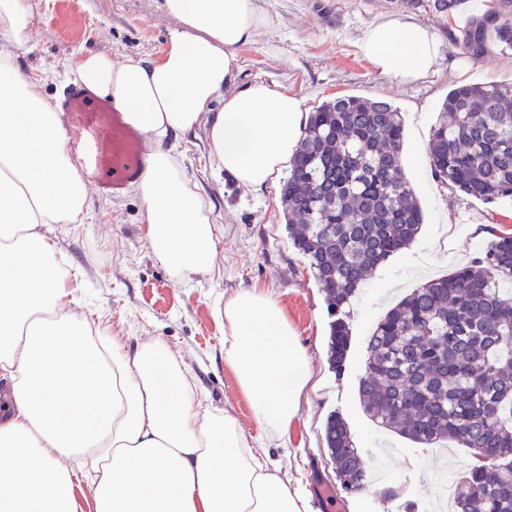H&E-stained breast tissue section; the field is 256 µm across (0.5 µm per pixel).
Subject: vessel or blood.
<instances>
[{"mask_svg":"<svg viewBox=\"0 0 512 512\" xmlns=\"http://www.w3.org/2000/svg\"><path fill=\"white\" fill-rule=\"evenodd\" d=\"M68 159L94 183L99 196L123 197L144 174L152 150L124 112L81 82L65 86L57 102Z\"/></svg>","mask_w":512,"mask_h":512,"instance_id":"vessel-or-blood-1","label":"vessel or blood"}]
</instances>
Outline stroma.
<instances>
[{
  "mask_svg": "<svg viewBox=\"0 0 512 512\" xmlns=\"http://www.w3.org/2000/svg\"><path fill=\"white\" fill-rule=\"evenodd\" d=\"M433 2L262 0L271 22L237 49L232 65V89L274 85L298 97L308 113L323 101L360 95L391 103L404 119L406 174L424 224L408 249L359 288L342 372L329 366L324 297L288 238L279 185L256 195L219 172L209 156L205 125L169 134L160 147L211 211L215 259L207 272L178 277L155 258L144 205L132 190L116 202L89 191L81 222L43 228L75 286L66 313L132 346L164 342L203 399L233 414L280 473L300 482L310 512H354L357 504L361 512H401L407 499L417 512H440L441 483L457 482L471 461L466 448L436 455L395 433L376 432L358 398L366 338L378 319L417 286L471 264L485 248L489 229L512 234V201L488 204L453 191L432 176L427 161L429 136L448 92L462 84L512 81V50L492 45L483 58H472L461 44L462 17L436 11ZM26 7L31 25L15 60L51 100L74 79L78 56L107 52L116 64L129 57L155 60L175 24L161 0H26ZM381 19L413 22L437 36L439 55L425 74L402 81L380 73L362 55L360 38ZM249 286L272 293L312 356V385L280 441L262 432L224 362V300ZM332 412L347 421L366 469L381 468L401 480L405 466L416 464L426 480L405 497L346 493L325 451L324 423Z\"/></svg>",
  "mask_w": 512,
  "mask_h": 512,
  "instance_id": "obj_1",
  "label": "stroma"
}]
</instances>
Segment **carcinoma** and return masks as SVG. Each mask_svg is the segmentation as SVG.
I'll return each instance as SVG.
<instances>
[{
    "label": "carcinoma",
    "mask_w": 512,
    "mask_h": 512,
    "mask_svg": "<svg viewBox=\"0 0 512 512\" xmlns=\"http://www.w3.org/2000/svg\"><path fill=\"white\" fill-rule=\"evenodd\" d=\"M512 49V0L475 17L467 53ZM405 126L392 104L361 96L309 113L280 187L293 248L326 303L332 370L350 346V305L368 274L408 248L424 223L403 159ZM427 157L438 182L473 199H512V82L451 89ZM482 257L413 289L367 340L358 385L368 417L421 448L452 441L473 462L453 512H512V235L489 231ZM324 442L343 490L366 470L350 430L327 417Z\"/></svg>",
    "instance_id": "cac0c4a2"
}]
</instances>
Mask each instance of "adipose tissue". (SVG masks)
Wrapping results in <instances>:
<instances>
[{
  "label": "adipose tissue",
  "instance_id": "adipose-tissue-1",
  "mask_svg": "<svg viewBox=\"0 0 512 512\" xmlns=\"http://www.w3.org/2000/svg\"><path fill=\"white\" fill-rule=\"evenodd\" d=\"M178 22L160 59L75 60L77 78L154 140L208 124L218 169L264 191L307 121L301 101L255 83L230 90L235 50L269 16L260 0H163ZM30 17L0 0V512H307V498L254 448L237 419L204 407L167 347L128 346L61 312L71 289L41 228L76 222L90 186L73 167L55 110L14 64ZM384 74L411 79L439 53L429 30L380 21L359 42ZM136 190L156 259L181 276L213 263L212 221L169 153L155 151ZM224 362L266 436L287 435L311 380V356L279 302L249 287L224 301ZM91 456L93 473L73 460Z\"/></svg>",
  "mask_w": 512,
  "mask_h": 512
}]
</instances>
